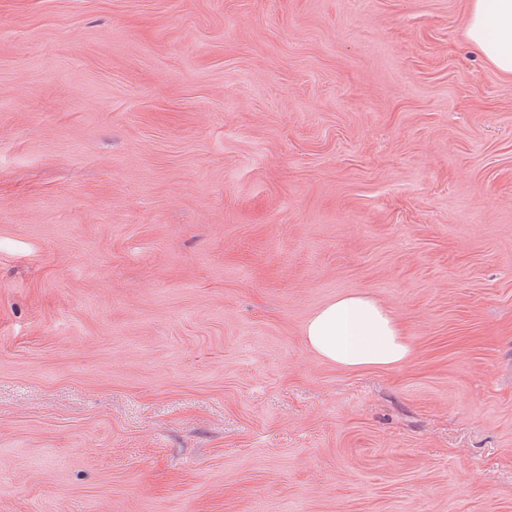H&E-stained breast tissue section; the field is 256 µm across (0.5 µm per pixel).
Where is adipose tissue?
I'll return each instance as SVG.
<instances>
[{
  "label": "adipose tissue",
  "mask_w": 512,
  "mask_h": 512,
  "mask_svg": "<svg viewBox=\"0 0 512 512\" xmlns=\"http://www.w3.org/2000/svg\"><path fill=\"white\" fill-rule=\"evenodd\" d=\"M466 36L502 75L512 77V0H472ZM304 336L317 354L345 368L393 366L410 352L397 319L365 295L326 303L309 318Z\"/></svg>",
  "instance_id": "adipose-tissue-1"
}]
</instances>
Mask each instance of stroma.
Returning a JSON list of instances; mask_svg holds the SVG:
<instances>
[{
	"label": "stroma",
	"instance_id": "1",
	"mask_svg": "<svg viewBox=\"0 0 512 512\" xmlns=\"http://www.w3.org/2000/svg\"><path fill=\"white\" fill-rule=\"evenodd\" d=\"M471 0H0V512H512V79ZM374 298L410 354L304 336ZM304 336L317 354L345 368L394 366L410 352L397 319L366 295L326 303L309 318Z\"/></svg>",
	"mask_w": 512,
	"mask_h": 512
}]
</instances>
